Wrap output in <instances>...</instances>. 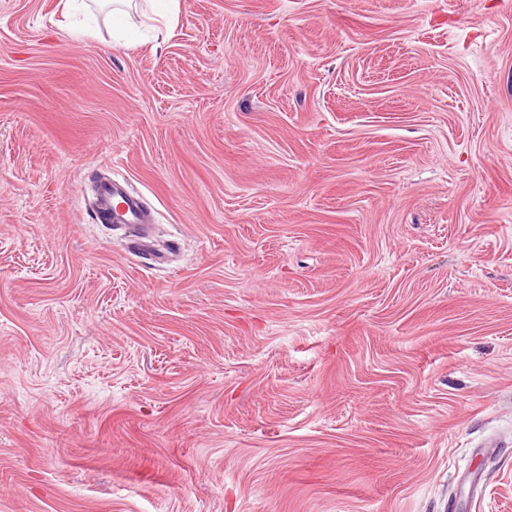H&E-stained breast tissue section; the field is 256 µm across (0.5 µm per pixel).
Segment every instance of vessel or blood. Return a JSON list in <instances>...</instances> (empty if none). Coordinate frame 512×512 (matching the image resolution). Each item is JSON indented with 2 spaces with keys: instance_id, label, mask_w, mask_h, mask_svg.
Returning a JSON list of instances; mask_svg holds the SVG:
<instances>
[{
  "instance_id": "1",
  "label": "vessel or blood",
  "mask_w": 512,
  "mask_h": 512,
  "mask_svg": "<svg viewBox=\"0 0 512 512\" xmlns=\"http://www.w3.org/2000/svg\"><path fill=\"white\" fill-rule=\"evenodd\" d=\"M89 184L96 223L123 232L128 247L147 255L153 263H167V252L157 249L151 240L154 215L141 194L111 172L93 171Z\"/></svg>"
}]
</instances>
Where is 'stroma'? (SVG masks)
Returning <instances> with one entry per match:
<instances>
[{
  "label": "stroma",
  "mask_w": 512,
  "mask_h": 512,
  "mask_svg": "<svg viewBox=\"0 0 512 512\" xmlns=\"http://www.w3.org/2000/svg\"><path fill=\"white\" fill-rule=\"evenodd\" d=\"M73 26L0 0V512H512V0ZM107 172L95 170L90 174L91 212L96 223L122 231L128 247L147 255L153 264H167V252L174 249L168 244L164 250H158L152 243L154 215L142 195L123 177Z\"/></svg>",
  "instance_id": "35a3bbf8"
}]
</instances>
